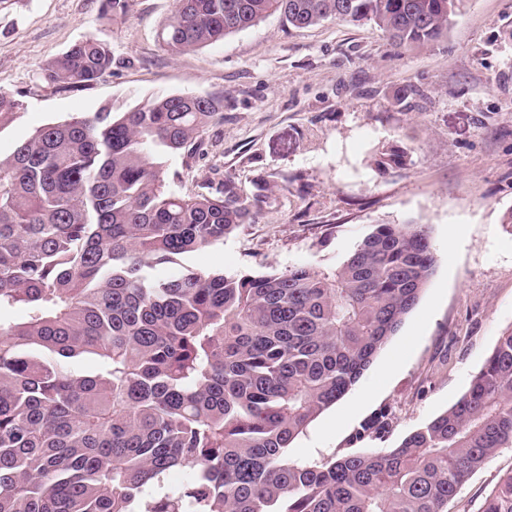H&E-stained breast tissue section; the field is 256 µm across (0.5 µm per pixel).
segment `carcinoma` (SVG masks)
Instances as JSON below:
<instances>
[{"mask_svg": "<svg viewBox=\"0 0 512 512\" xmlns=\"http://www.w3.org/2000/svg\"><path fill=\"white\" fill-rule=\"evenodd\" d=\"M459 2L175 0L159 38L190 52L279 11L297 28L370 22L420 48L446 36ZM111 68L91 35L43 77L82 87ZM20 106L0 90V127ZM223 107L195 94L106 105L0 156V512H447L512 444V329L462 398L397 447L289 455L419 302L437 264L428 225L376 224L326 270L150 276L266 203L231 178L217 195L165 184L160 157L194 147ZM82 356L94 371L75 374ZM387 426L382 413L359 437ZM481 512H512V473Z\"/></svg>", "mask_w": 512, "mask_h": 512, "instance_id": "carcinoma-1", "label": "carcinoma"}]
</instances>
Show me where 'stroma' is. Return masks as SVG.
Instances as JSON below:
<instances>
[{"label":"stroma","mask_w":512,"mask_h":512,"mask_svg":"<svg viewBox=\"0 0 512 512\" xmlns=\"http://www.w3.org/2000/svg\"><path fill=\"white\" fill-rule=\"evenodd\" d=\"M103 0H15L0 10V89L22 106L0 127V155L46 124L108 105L126 112L149 97L212 95L224 118L191 153L166 162L183 194L271 188L255 222L223 244L183 258L205 272L261 274L334 267L378 223L430 225L436 271L352 389L291 445L298 461L327 462L393 448L452 407L512 328V0H462L439 42L393 47L370 23L295 28L280 13L204 48L174 54L159 41L173 0H129L102 20ZM112 51L93 85L47 83L42 67L89 35ZM419 96L398 101L400 89ZM406 163L379 173L393 151ZM379 438L357 433L379 413ZM512 472L499 449L449 503L480 512Z\"/></svg>","instance_id":"1"}]
</instances>
